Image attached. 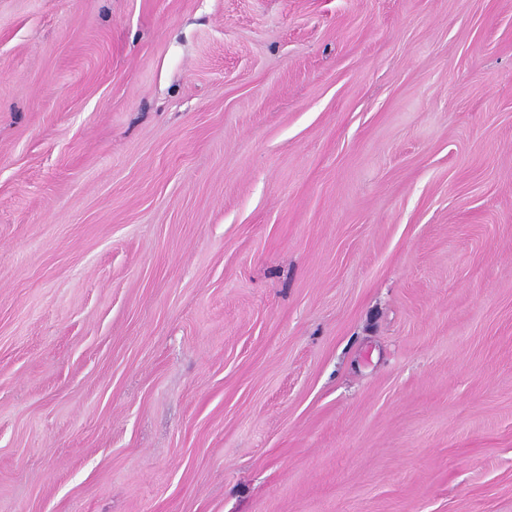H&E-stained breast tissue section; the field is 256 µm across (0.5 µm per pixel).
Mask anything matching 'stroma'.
<instances>
[{
    "label": "stroma",
    "instance_id": "1",
    "mask_svg": "<svg viewBox=\"0 0 512 512\" xmlns=\"http://www.w3.org/2000/svg\"><path fill=\"white\" fill-rule=\"evenodd\" d=\"M0 512H512V0H0Z\"/></svg>",
    "mask_w": 512,
    "mask_h": 512
}]
</instances>
